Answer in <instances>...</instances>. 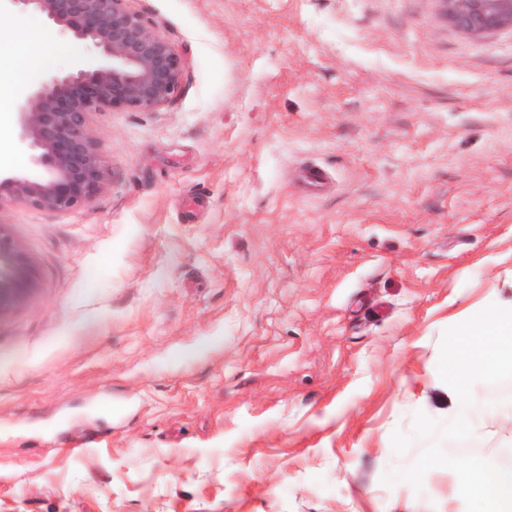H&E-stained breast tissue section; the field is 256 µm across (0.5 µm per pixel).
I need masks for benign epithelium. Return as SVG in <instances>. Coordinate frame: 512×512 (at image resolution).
Returning a JSON list of instances; mask_svg holds the SVG:
<instances>
[{
	"label": "benign epithelium",
	"mask_w": 512,
	"mask_h": 512,
	"mask_svg": "<svg viewBox=\"0 0 512 512\" xmlns=\"http://www.w3.org/2000/svg\"><path fill=\"white\" fill-rule=\"evenodd\" d=\"M449 25L474 37L512 30V0H440ZM18 17L37 14L90 47L64 72L45 70L17 99V142L30 173H0V209L26 204L65 212L89 203L106 181L91 117L156 111L181 91L185 59L128 0H5ZM38 288L35 268L0 224V316Z\"/></svg>",
	"instance_id": "benign-epithelium-1"
}]
</instances>
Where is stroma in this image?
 <instances>
[{
    "label": "stroma",
    "instance_id": "obj_1",
    "mask_svg": "<svg viewBox=\"0 0 512 512\" xmlns=\"http://www.w3.org/2000/svg\"><path fill=\"white\" fill-rule=\"evenodd\" d=\"M129 6L180 94L92 115L88 204L0 210L39 277L0 317V512H466L445 468L381 478L450 418L444 330L512 299V33L439 0ZM474 392L497 424L442 447L503 459L512 383Z\"/></svg>",
    "mask_w": 512,
    "mask_h": 512
}]
</instances>
